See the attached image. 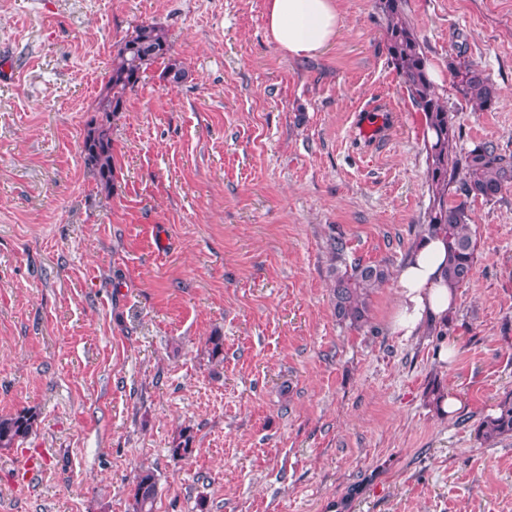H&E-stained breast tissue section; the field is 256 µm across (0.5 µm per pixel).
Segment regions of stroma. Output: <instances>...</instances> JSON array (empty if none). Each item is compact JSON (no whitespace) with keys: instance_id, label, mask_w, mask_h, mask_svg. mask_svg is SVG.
I'll list each match as a JSON object with an SVG mask.
<instances>
[{"instance_id":"stroma-1","label":"stroma","mask_w":512,"mask_h":512,"mask_svg":"<svg viewBox=\"0 0 512 512\" xmlns=\"http://www.w3.org/2000/svg\"><path fill=\"white\" fill-rule=\"evenodd\" d=\"M336 6V40L298 58L268 36L266 0H0V416L39 415L0 450V512H129L143 467L155 512H512V438L477 435L512 392V191L471 204L476 263L444 336L391 333L392 282L370 329L337 323L330 237L397 273L429 195L378 0ZM404 13L462 147L512 155V0ZM143 22L189 77L167 84L156 63L129 93L105 193L82 137ZM460 56L500 89L493 108L456 92ZM366 110L387 117L380 141L358 129Z\"/></svg>"}]
</instances>
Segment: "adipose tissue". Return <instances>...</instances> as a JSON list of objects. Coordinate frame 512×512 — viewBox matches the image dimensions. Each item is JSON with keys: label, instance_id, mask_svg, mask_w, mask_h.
I'll return each mask as SVG.
<instances>
[{"label": "adipose tissue", "instance_id": "ef3b65f1", "mask_svg": "<svg viewBox=\"0 0 512 512\" xmlns=\"http://www.w3.org/2000/svg\"><path fill=\"white\" fill-rule=\"evenodd\" d=\"M335 0H267V31L279 48L293 57H312L339 33ZM446 243L423 236L397 274L398 304L392 321L395 334L409 339L446 323L457 307L458 293L443 268Z\"/></svg>", "mask_w": 512, "mask_h": 512}]
</instances>
